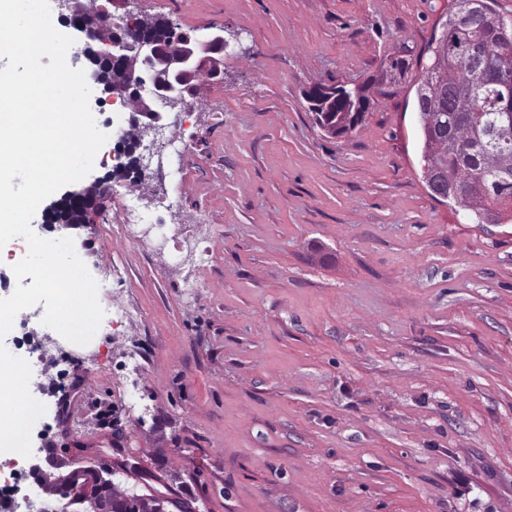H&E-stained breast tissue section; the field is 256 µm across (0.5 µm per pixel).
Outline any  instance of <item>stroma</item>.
<instances>
[{
    "instance_id": "stroma-1",
    "label": "stroma",
    "mask_w": 512,
    "mask_h": 512,
    "mask_svg": "<svg viewBox=\"0 0 512 512\" xmlns=\"http://www.w3.org/2000/svg\"><path fill=\"white\" fill-rule=\"evenodd\" d=\"M451 4L135 0L240 40L193 85L190 155L141 187L185 231L174 255L116 237L126 180L95 223L34 215L107 282L102 307L139 318L89 348L25 324L59 379L31 389V466L111 468L140 491L176 469L196 512H512V213L481 224L432 196L415 107V59ZM400 49L409 72L361 126L316 124L312 85L363 84Z\"/></svg>"
}]
</instances>
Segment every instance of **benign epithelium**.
<instances>
[{
  "mask_svg": "<svg viewBox=\"0 0 512 512\" xmlns=\"http://www.w3.org/2000/svg\"><path fill=\"white\" fill-rule=\"evenodd\" d=\"M68 11L62 15L66 24L81 32L85 38L84 57L93 66L90 78L109 94L112 102L123 105L135 103L138 117L132 119L134 136L123 130L118 134L112 158V175L124 178L141 167L142 157L137 150L149 132L155 130L158 114L152 99L163 100L170 108L188 109L186 94L192 82L209 64L214 55L226 51L229 42L224 35L211 32L199 36L163 27L160 18L126 12L129 23L124 28L105 24L107 10L88 8L83 0H57ZM463 12L476 24L485 23L483 0H466ZM441 143L429 140L425 144L428 186L437 198H448L447 170L440 164ZM108 187L100 180L89 186L64 194L44 212L49 225L68 228L74 224H92L105 198ZM111 485L99 473L90 481L72 490V502L95 504L99 512H112Z\"/></svg>",
  "mask_w": 512,
  "mask_h": 512,
  "instance_id": "benign-epithelium-1",
  "label": "benign epithelium"
}]
</instances>
